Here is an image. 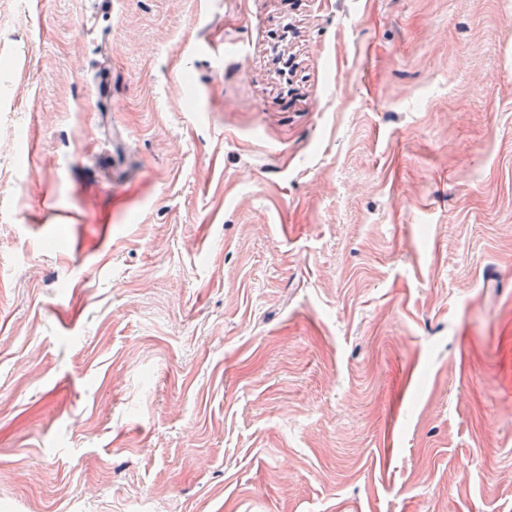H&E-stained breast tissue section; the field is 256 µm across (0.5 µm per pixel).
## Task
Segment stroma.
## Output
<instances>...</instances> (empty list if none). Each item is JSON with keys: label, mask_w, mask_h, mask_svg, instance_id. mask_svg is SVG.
Listing matches in <instances>:
<instances>
[{"label": "stroma", "mask_w": 512, "mask_h": 512, "mask_svg": "<svg viewBox=\"0 0 512 512\" xmlns=\"http://www.w3.org/2000/svg\"><path fill=\"white\" fill-rule=\"evenodd\" d=\"M0 512H512V0H0Z\"/></svg>", "instance_id": "35a3bbf8"}]
</instances>
